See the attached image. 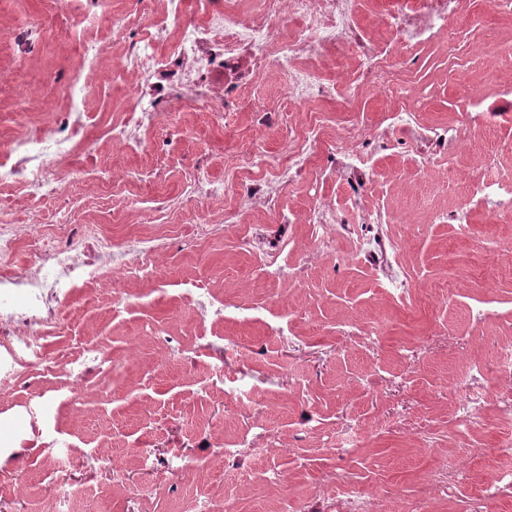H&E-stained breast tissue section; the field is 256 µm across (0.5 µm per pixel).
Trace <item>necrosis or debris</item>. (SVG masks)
Listing matches in <instances>:
<instances>
[{
	"mask_svg": "<svg viewBox=\"0 0 512 512\" xmlns=\"http://www.w3.org/2000/svg\"><path fill=\"white\" fill-rule=\"evenodd\" d=\"M400 9L379 15L378 34L360 21V0H196L205 20H184V0H165L163 11L147 16L116 14L111 8L74 13L71 27L78 41L84 71H96L101 50L88 30L111 34L118 49L113 57V80L127 85L133 112L114 119L108 131L113 147L124 155L141 156L153 164L146 138L132 128L156 126L173 119L174 91L194 87L198 111L219 119L223 111L209 86L224 77L226 92L241 91L267 74L283 82L282 104L258 107L260 127H287L288 140L268 166L270 176L303 166L321 153L324 171L350 177L371 168L376 128L355 107L371 91L384 96L388 110L383 119L397 123L409 94L404 71L406 59L422 45H432L455 59L471 55L474 44L462 33L470 22L469 0H399ZM332 56L337 77L325 79L319 69ZM84 72L74 73L66 89L67 109L48 126L25 129L15 123L12 134L0 136V184L14 186L12 203L0 208V294L11 297L0 309V393L19 373L48 369L44 336L65 319L62 303L73 289L103 280L114 285L146 278L159 280L164 236L130 227L128 246L119 249L102 224L80 225L75 235L60 239L49 224L43 205L61 201L75 184L79 170L66 160L85 140L88 113L83 103L89 91ZM340 101L351 118L332 131L315 122L287 126L289 113L316 100ZM494 166L486 164L476 197H461L455 221H464L474 200H493L512 209V184L493 179ZM23 211L26 222L15 214ZM496 386L481 381L477 369L461 366L452 374L461 399L450 412L460 436L486 429L490 420L512 422V342L501 343L495 354ZM350 472L325 470L317 485L323 512H385L377 492L353 489ZM512 496V432L501 434L488 478L474 486L468 512H483L486 500Z\"/></svg>",
	"mask_w": 512,
	"mask_h": 512,
	"instance_id": "1",
	"label": "necrosis or debris"
}]
</instances>
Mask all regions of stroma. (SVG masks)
<instances>
[{
	"instance_id": "obj_1",
	"label": "stroma",
	"mask_w": 512,
	"mask_h": 512,
	"mask_svg": "<svg viewBox=\"0 0 512 512\" xmlns=\"http://www.w3.org/2000/svg\"><path fill=\"white\" fill-rule=\"evenodd\" d=\"M65 2L0 0V78L33 85L46 71L66 78L81 70L65 38ZM473 11V43L484 45L492 34L512 45V14L488 11L487 0H473ZM20 17L45 29L38 52L22 64L3 36ZM487 65L479 54L460 73L447 55L425 50L409 75L424 106L405 115L388 139L375 140L366 181L355 190L334 178L319 185L335 200L339 224L358 222L346 206L352 196L386 217V233L401 243L392 267L373 256L350 258L354 243L340 235L311 250L310 225L274 222L266 205L248 202L237 223L225 224L223 235L194 252L169 242L161 287L132 281L118 291L103 281L75 289L64 304L67 320L45 342L51 369L18 378L0 400V512H46L50 502L59 512H187L199 499L226 494L237 497L239 512H294L321 472L336 466L353 474L358 491L379 489L392 512H408L425 473L443 460L488 475L498 431L457 436L448 417L458 400L450 370L470 363L494 379L495 347L512 340V215L481 202L467 223L435 219L471 192L470 179L486 159L512 178V112L475 117L455 97L459 75L481 86ZM283 96L279 77L268 75L232 98L220 122L204 119L187 96H178L179 127L152 131L153 151L168 162L150 168L115 153L105 135L113 118L130 108L127 89L96 82L85 101L92 147L78 149L71 163L88 179L111 171L118 178L94 203L73 191L71 224L96 220L121 243L137 222L148 231L192 222L198 203L183 187L189 168L223 178L225 164L238 162L248 147L253 170L263 169L286 133L259 130L250 106ZM466 121L472 132L461 145L446 150L434 139L433 128ZM416 134L423 152L447 151V166L420 171L409 150ZM450 172L456 184L429 192ZM271 248L283 265L274 276L260 261L261 251ZM395 278L423 287L415 309L398 303ZM443 280L453 285V296L433 291ZM191 286L202 288L221 316L200 320L184 295ZM479 301L488 302L491 314L476 325L470 308ZM285 305L294 315H283ZM371 328L380 333L376 343L354 341L355 333ZM87 348L101 356L81 384H73L70 371ZM240 378L250 382L262 408L258 420L233 411L228 390ZM404 414L420 415L440 435L439 448L407 449L394 431L365 434L348 454L323 446L324 434L355 420L384 426ZM207 421L223 427L209 431ZM258 421L292 436L297 457L274 454L273 438L270 454L225 457V449L255 434ZM466 443L486 448V456H462ZM116 450L127 456L121 474L108 464ZM204 459L212 462L209 471H194ZM284 469L289 478L282 483L276 473Z\"/></svg>"
}]
</instances>
